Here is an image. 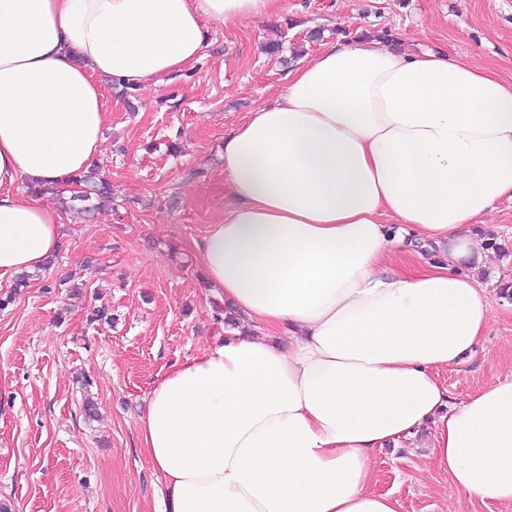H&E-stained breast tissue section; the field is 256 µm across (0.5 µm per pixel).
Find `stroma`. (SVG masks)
<instances>
[{
    "label": "stroma",
    "instance_id": "stroma-1",
    "mask_svg": "<svg viewBox=\"0 0 512 512\" xmlns=\"http://www.w3.org/2000/svg\"><path fill=\"white\" fill-rule=\"evenodd\" d=\"M282 20L207 25L196 64L123 96L101 78L106 124L97 158L112 202L64 210L50 267L24 288L0 280V501L12 512H161L164 481L139 446L138 421L158 375L224 334V304L203 285L194 245L231 202L224 134L284 85L294 52L309 57L342 33L389 30L396 44L442 49L512 79V0H285ZM282 42L281 55L261 46ZM494 235L482 282L493 319L475 350L442 370L452 404L512 376V201ZM82 286L71 296L70 283ZM106 307L111 322L91 320ZM93 401L95 416L83 404ZM431 426L382 449L374 487L402 512H512L457 491L428 463Z\"/></svg>",
    "mask_w": 512,
    "mask_h": 512
}]
</instances>
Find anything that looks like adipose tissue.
<instances>
[{"label": "adipose tissue", "mask_w": 512, "mask_h": 512, "mask_svg": "<svg viewBox=\"0 0 512 512\" xmlns=\"http://www.w3.org/2000/svg\"><path fill=\"white\" fill-rule=\"evenodd\" d=\"M284 0H0V279L40 267L64 184L100 154L99 76L146 88L201 56L210 22ZM232 206L195 246L243 327L155 384L141 448L162 512H401L375 451L433 427L459 491L512 506V377L450 406L442 369L492 307L474 227L512 200V80L442 50L325 42L224 137ZM436 250L402 270L418 247ZM287 334L280 345L278 334Z\"/></svg>", "instance_id": "1"}]
</instances>
